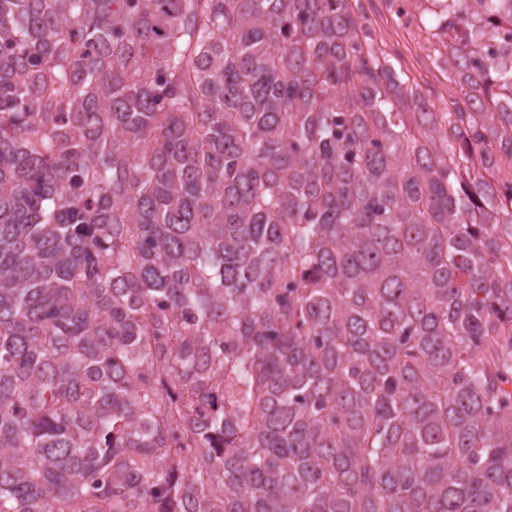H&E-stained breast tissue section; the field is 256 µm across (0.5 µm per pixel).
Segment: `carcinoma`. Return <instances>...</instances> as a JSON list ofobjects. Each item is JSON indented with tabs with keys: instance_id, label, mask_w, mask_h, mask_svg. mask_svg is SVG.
<instances>
[{
	"instance_id": "obj_1",
	"label": "carcinoma",
	"mask_w": 512,
	"mask_h": 512,
	"mask_svg": "<svg viewBox=\"0 0 512 512\" xmlns=\"http://www.w3.org/2000/svg\"><path fill=\"white\" fill-rule=\"evenodd\" d=\"M351 2L0 0V512H512V0ZM378 51L390 53L396 58V66L403 73L404 80L424 95L432 112L438 114L453 112L463 102V89L448 73V66L442 63L446 49L436 39L427 40L423 30L435 25L433 17L424 11L419 3L418 10L411 17H396L390 12L384 0H359Z\"/></svg>"
}]
</instances>
